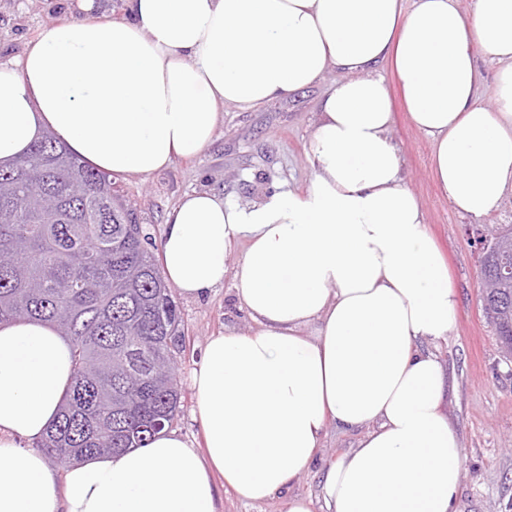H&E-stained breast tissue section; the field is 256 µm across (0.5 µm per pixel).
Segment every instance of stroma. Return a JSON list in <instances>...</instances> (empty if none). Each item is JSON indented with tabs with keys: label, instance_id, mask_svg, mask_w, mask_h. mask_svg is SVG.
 Listing matches in <instances>:
<instances>
[{
	"label": "stroma",
	"instance_id": "1",
	"mask_svg": "<svg viewBox=\"0 0 512 512\" xmlns=\"http://www.w3.org/2000/svg\"><path fill=\"white\" fill-rule=\"evenodd\" d=\"M74 2L0 0V62L21 57L27 42L44 25L80 17ZM378 72L396 102L391 136L405 182L421 204L426 228L448 263L458 293L452 332L447 341L430 345L449 371L451 389L444 411L465 450L458 509L512 512V357L503 353L483 313L477 278L480 253L471 243L478 233L512 225V195H505L498 210L483 219L460 215L431 175L433 144L411 125L400 105V88L391 63H382ZM340 78V73L330 71L312 86L257 107L226 106L213 142L194 160L175 162L148 176H116L118 188L135 210L152 246L160 247L167 214L186 193L206 190L242 202L273 192L304 190L314 175L306 150L315 114L324 94ZM247 249V242H240L228 257L230 274L223 287L199 299H177L186 351L176 374L182 398L174 429L197 448L203 445V433L194 419L190 374L209 337L229 327L245 332L252 326L236 298L231 274ZM361 437V432L328 425L316 462L301 473L292 494L317 497L324 463L357 447Z\"/></svg>",
	"mask_w": 512,
	"mask_h": 512
}]
</instances>
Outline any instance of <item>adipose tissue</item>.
Listing matches in <instances>:
<instances>
[{"mask_svg": "<svg viewBox=\"0 0 512 512\" xmlns=\"http://www.w3.org/2000/svg\"><path fill=\"white\" fill-rule=\"evenodd\" d=\"M129 17L44 27L0 63V162L45 133L112 173L150 175L211 144L241 109L342 73L319 105L299 194L241 203L193 191L168 213L160 258L185 297L222 287L226 258L253 326L210 337L191 377L205 453L175 432L57 477L33 444L72 377L68 344L38 322L0 325V512H217L213 474L240 498L289 489L328 424L362 430L329 464L326 512H456L464 449L442 405L456 291L391 137V62L431 174L481 219L512 192V0H128ZM498 65L495 101L479 61ZM316 335H304L309 325ZM498 66L494 63L479 62L478 93L482 102L492 104L495 99V84Z\"/></svg>", "mask_w": 512, "mask_h": 512, "instance_id": "1", "label": "adipose tissue"}]
</instances>
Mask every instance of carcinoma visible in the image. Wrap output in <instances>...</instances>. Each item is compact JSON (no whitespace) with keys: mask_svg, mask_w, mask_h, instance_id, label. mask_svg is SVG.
<instances>
[{"mask_svg":"<svg viewBox=\"0 0 512 512\" xmlns=\"http://www.w3.org/2000/svg\"><path fill=\"white\" fill-rule=\"evenodd\" d=\"M482 257L485 310L512 355V226ZM111 175L81 164L56 137L0 167V322L53 325L73 373L57 419L39 442L52 462L143 447L154 422L181 406L175 372L185 345L172 288Z\"/></svg>","mask_w":512,"mask_h":512,"instance_id":"obj_1","label":"carcinoma"}]
</instances>
